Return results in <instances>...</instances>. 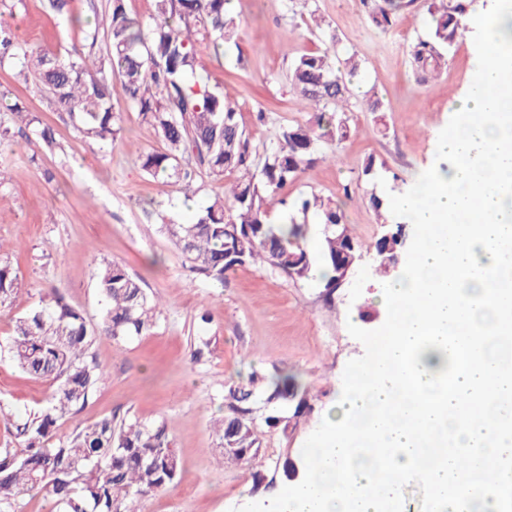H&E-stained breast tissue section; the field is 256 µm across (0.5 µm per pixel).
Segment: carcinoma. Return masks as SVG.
Segmentation results:
<instances>
[{"mask_svg":"<svg viewBox=\"0 0 512 512\" xmlns=\"http://www.w3.org/2000/svg\"><path fill=\"white\" fill-rule=\"evenodd\" d=\"M232 0H156L157 15L149 32L127 12L125 0H110L105 19L84 33L89 51L61 57L50 49L30 52L12 33L0 28V60L22 56L23 66L52 93L56 104L88 139L110 145L120 127L112 111V77H117L132 107L161 139L164 148L138 156L150 176L191 191L204 169L215 177L237 173L192 224L165 225L175 248L192 268L218 281L237 267L269 264L290 277L313 276L314 264L304 244L308 217L322 224H338L324 234L321 259L329 273L322 275L325 294L336 291V255L357 259L362 244L344 224L341 204L317 194L288 199V190L307 168L333 155L349 137L346 117L351 91L347 76L361 66L357 54L335 63L336 49H316L296 58L288 75L290 90L312 106L304 124L282 127L275 149L259 155L252 148L237 105L210 85L209 74L198 71L199 47L193 38L204 30L215 56L233 42L239 25ZM371 24L387 30L398 14L416 0H354ZM473 0H424L434 26L410 52L414 69L438 75L448 53L467 32ZM12 122L25 124L26 138L53 142V131L19 103L9 108ZM281 196V203L302 221L273 224L264 209L265 198ZM403 225L391 239H379L375 250L401 252ZM105 301L101 322L87 325L83 313L70 306L57 290L50 302L31 309L16 321L9 343L13 363L24 373L52 384L45 404L16 425L22 450L0 449V512H14L19 497L43 492L59 512H142L150 495L173 485L180 462L166 423L130 419L117 425L110 417L88 423L72 435L53 438L57 420L83 408L101 371L87 351L98 336L125 341L149 333L157 304L141 279L119 263H107L97 274ZM16 277L0 262V305L15 291ZM263 378L252 373L245 384L224 390L228 414L213 426L222 458L251 463L260 450L251 409ZM264 393L271 407L265 425L288 429L279 408L294 404V415L309 408L288 377L270 380Z\"/></svg>","mask_w":512,"mask_h":512,"instance_id":"cac0c4a2","label":"carcinoma"}]
</instances>
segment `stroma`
I'll list each match as a JSON object with an SVG mask.
<instances>
[{
    "mask_svg": "<svg viewBox=\"0 0 512 512\" xmlns=\"http://www.w3.org/2000/svg\"><path fill=\"white\" fill-rule=\"evenodd\" d=\"M108 3L70 0L67 12L57 14L48 0H7L0 25L28 49L80 53V21L104 15ZM234 10L238 48L217 58L205 34L196 39L211 85L237 104L257 152L273 147L283 126L311 116L310 104L288 87L295 58L332 39L337 59L353 52L361 61L351 85L350 137L335 161L316 162L293 188L297 196L315 193L342 203L346 224L365 246L332 296L315 278H292L268 265L237 268L220 282L193 270L162 227L194 222L232 174H199L193 195L185 196L137 165L139 154L163 143L141 121L120 81L112 83L111 105L121 132L110 148L63 121L53 98L37 89L18 61L0 62V110L22 102L55 138L49 148L19 134L0 137V260L10 264L17 282L0 306V407L6 412L0 448L20 449L15 420L38 409L51 392L49 382L31 378L10 358L16 319L55 288L89 322H98L103 300L97 271L121 263L158 300V317L147 335L123 342L96 338L88 355L101 378L80 412L59 419L57 434L71 435L104 416L165 421L181 471L173 486L144 502L145 512H236L253 501V471L273 473L278 458L300 455L322 419L337 415L344 368L365 352L348 324L372 330L386 319L376 297L381 279L374 244L396 218H379L370 198L405 193L436 165L434 144L477 68L469 36L453 47L439 76L415 72L410 49L432 27L419 2L386 30L374 27L353 0H235ZM313 12L323 17V30L307 27ZM371 96L381 100L382 112H366ZM370 159L375 171L367 176ZM205 311L212 315L207 324L199 321ZM202 338L210 346L197 359L193 352ZM254 371L293 376L311 410L291 418L287 430H271L266 407L256 403L259 454L249 464L226 463L212 421L224 411L225 387Z\"/></svg>",
    "mask_w": 512,
    "mask_h": 512,
    "instance_id": "1",
    "label": "stroma"
}]
</instances>
